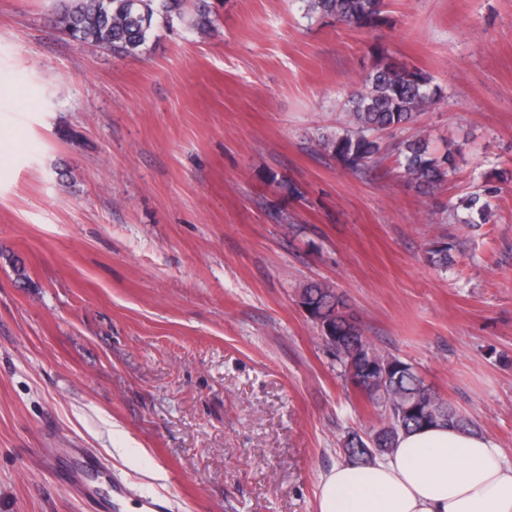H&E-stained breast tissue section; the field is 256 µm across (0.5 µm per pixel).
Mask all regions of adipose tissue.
<instances>
[{
  "label": "adipose tissue",
  "mask_w": 512,
  "mask_h": 512,
  "mask_svg": "<svg viewBox=\"0 0 512 512\" xmlns=\"http://www.w3.org/2000/svg\"><path fill=\"white\" fill-rule=\"evenodd\" d=\"M317 512H512V461L481 433L429 425L323 474Z\"/></svg>",
  "instance_id": "adipose-tissue-1"
}]
</instances>
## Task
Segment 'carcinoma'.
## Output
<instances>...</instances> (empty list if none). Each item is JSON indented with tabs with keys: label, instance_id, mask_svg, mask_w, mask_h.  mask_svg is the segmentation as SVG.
Masks as SVG:
<instances>
[{
	"label": "carcinoma",
	"instance_id": "cac0c4a2",
	"mask_svg": "<svg viewBox=\"0 0 512 512\" xmlns=\"http://www.w3.org/2000/svg\"><path fill=\"white\" fill-rule=\"evenodd\" d=\"M305 16L321 17L364 33L388 25L386 0H301ZM55 28L81 44L106 49L118 56L142 53L154 26L161 22L182 24L206 31L212 26L209 6L188 10L187 0H61L51 17ZM439 92L425 72L382 54L372 70L347 100L340 131L321 134L315 151L334 158L343 167L358 170L378 163L381 147L376 134L403 129L437 102ZM397 162L417 192L427 195L446 181L454 170V154L437 157L423 139L406 140L397 147ZM466 208L488 221L490 203L471 196ZM454 245L442 237L428 249L431 265L446 269L453 263ZM299 304L327 336L347 382L372 405L384 409L385 423L363 437L347 434L345 458L366 464L387 453L404 433L423 426L442 424L468 430L473 426L447 400L432 391L411 364L394 358V369L385 381L363 372L362 361L370 356L390 358L367 339L348 298L326 283L311 282L299 293Z\"/></svg>",
	"mask_w": 512,
	"mask_h": 512
}]
</instances>
